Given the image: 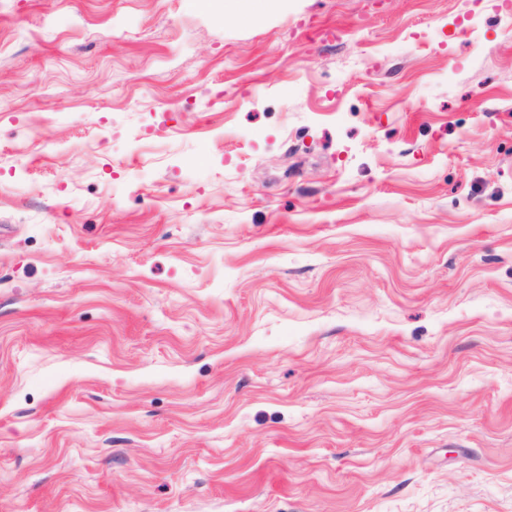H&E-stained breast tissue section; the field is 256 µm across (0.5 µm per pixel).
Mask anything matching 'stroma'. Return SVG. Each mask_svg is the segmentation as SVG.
<instances>
[{
    "instance_id": "1",
    "label": "stroma",
    "mask_w": 512,
    "mask_h": 512,
    "mask_svg": "<svg viewBox=\"0 0 512 512\" xmlns=\"http://www.w3.org/2000/svg\"><path fill=\"white\" fill-rule=\"evenodd\" d=\"M0 0V512H512V0Z\"/></svg>"
}]
</instances>
